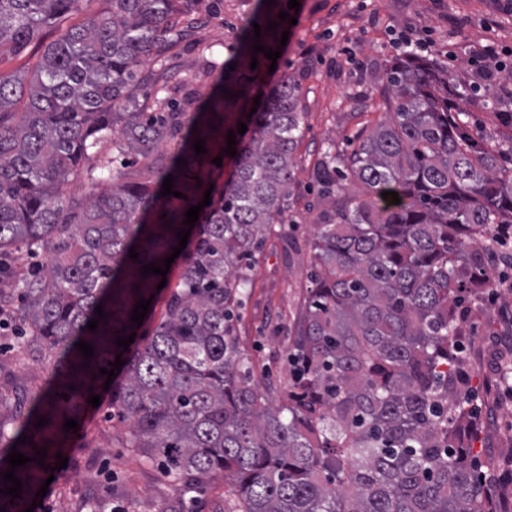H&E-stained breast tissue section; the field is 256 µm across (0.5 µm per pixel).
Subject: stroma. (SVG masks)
I'll use <instances>...</instances> for the list:
<instances>
[{
	"label": "stroma",
	"instance_id": "35a3bbf8",
	"mask_svg": "<svg viewBox=\"0 0 512 512\" xmlns=\"http://www.w3.org/2000/svg\"><path fill=\"white\" fill-rule=\"evenodd\" d=\"M297 25L270 14L288 41L277 62L240 51L243 25L253 19L258 0H219L206 10L195 0L184 6L192 25L177 46L164 49L158 64L142 73L143 107L155 96L181 99L187 92L207 95L214 77L232 62L255 69V83L277 85L284 77L302 87L305 133L295 152L293 197L281 222L254 258L253 281L236 322L242 350L261 376L263 394L281 404L288 385V354L295 321L304 309L315 226L329 203L323 200L314 168L322 147L348 150L363 128L382 116V74L402 36L428 39L431 57L448 66L464 86L473 123L498 126L499 113H512V80L497 74L486 81L472 60L488 42L507 52L512 68V0H299ZM466 370L475 391L471 447L479 468L492 473L512 469V390L500 386V370L512 357V287L485 289L462 338ZM14 329L0 330V388L14 400L13 413L26 412L30 398L56 373L47 363L18 360ZM101 403H84L73 412L78 429L66 432L47 450L48 467L36 484L48 490L34 512H239L237 497L223 479L180 494L159 464H144L126 448V429L112 422V394ZM67 466L56 469L57 456Z\"/></svg>",
	"mask_w": 512,
	"mask_h": 512
}]
</instances>
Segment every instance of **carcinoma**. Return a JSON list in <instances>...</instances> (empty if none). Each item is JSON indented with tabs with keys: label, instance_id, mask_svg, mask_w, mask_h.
I'll use <instances>...</instances> for the list:
<instances>
[{
	"label": "carcinoma",
	"instance_id": "obj_1",
	"mask_svg": "<svg viewBox=\"0 0 512 512\" xmlns=\"http://www.w3.org/2000/svg\"><path fill=\"white\" fill-rule=\"evenodd\" d=\"M179 2L0 0V57L34 41L40 50L25 70L0 72V254L50 256L14 272L17 354L64 366L57 387L76 395L121 355L112 409L129 423L126 447L160 461L180 491L224 478L241 512H495L468 458L473 395L459 350L469 304L495 287L481 268L497 250L478 242L512 224V135L474 128L448 67L393 57L384 118L317 163L332 206L312 246L287 402L272 409L236 309L252 253L292 198L302 89L285 78L262 111L244 105L230 121L241 83L225 71L204 98L137 110L141 70L181 37L170 22ZM239 122L253 134L236 138L235 174L212 187V160L226 157ZM170 174L186 198L160 196ZM103 182L111 188L99 193ZM75 183L87 200L67 196ZM209 188L159 324L124 350L116 338L134 332V305L162 280L141 267L164 266ZM81 340L94 347L88 360ZM63 416L44 389L11 429L0 423V473L12 448L34 458L58 444ZM34 466L16 469L24 495Z\"/></svg>",
	"mask_w": 512,
	"mask_h": 512
}]
</instances>
